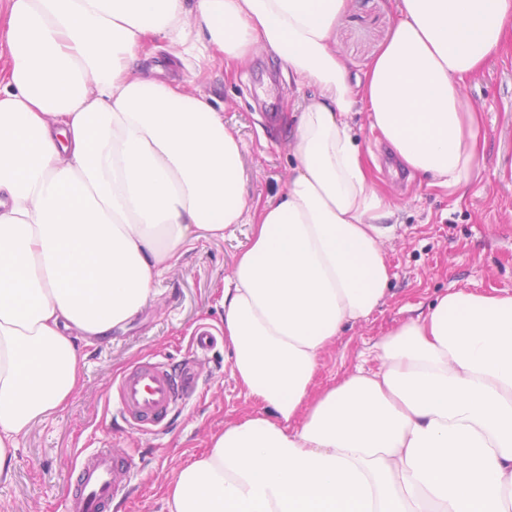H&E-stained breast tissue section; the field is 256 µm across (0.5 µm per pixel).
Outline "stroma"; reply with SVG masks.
<instances>
[{
  "instance_id": "obj_1",
  "label": "stroma",
  "mask_w": 512,
  "mask_h": 512,
  "mask_svg": "<svg viewBox=\"0 0 512 512\" xmlns=\"http://www.w3.org/2000/svg\"><path fill=\"white\" fill-rule=\"evenodd\" d=\"M394 5L395 0H348L336 27V46L351 74L363 73L387 38ZM146 51L165 79L211 95L223 108L225 125L244 144L248 198L274 199L291 171L288 114L313 98V88L284 77L280 61L268 53L228 73L218 59L185 61L151 45ZM467 93L483 115L484 151L482 171L463 194L411 173L371 129L367 111L355 113L353 133L376 189L393 212L381 245L394 276L379 308L347 328L324 355L315 390L336 384L357 367L371 366L369 349L381 335L427 311L446 290L512 291V35L469 81ZM251 231V225L237 224L223 237L201 240L156 283L154 297L138 316L88 347L80 390L21 438L13 477L0 483V512H63L77 453L105 439L138 449L143 459L131 498L113 512H168L164 490L179 467L206 448L211 434L260 408L231 374L219 301L224 278L248 246ZM203 326L217 341L198 362V391L164 435L129 432L109 400L113 379L144 357L181 362Z\"/></svg>"
}]
</instances>
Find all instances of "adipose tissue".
I'll return each instance as SVG.
<instances>
[{
	"mask_svg": "<svg viewBox=\"0 0 512 512\" xmlns=\"http://www.w3.org/2000/svg\"><path fill=\"white\" fill-rule=\"evenodd\" d=\"M347 7L7 0L0 479L34 421L79 390L92 338L138 314L200 240L248 224L221 303L232 375L261 408L181 466L170 512H512V293L448 291L372 345L373 367L313 390L391 280L354 111L412 172L468 186L483 143L467 83L512 32V0H396L360 76L334 38ZM152 39L228 66L262 50L314 88L276 199H248L244 145L211 96L142 67Z\"/></svg>",
	"mask_w": 512,
	"mask_h": 512,
	"instance_id": "obj_1",
	"label": "adipose tissue"
}]
</instances>
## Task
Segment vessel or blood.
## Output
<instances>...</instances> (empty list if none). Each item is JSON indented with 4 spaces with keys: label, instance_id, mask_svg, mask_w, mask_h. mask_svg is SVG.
<instances>
[{
    "label": "vessel or blood",
    "instance_id": "b4317fda",
    "mask_svg": "<svg viewBox=\"0 0 512 512\" xmlns=\"http://www.w3.org/2000/svg\"><path fill=\"white\" fill-rule=\"evenodd\" d=\"M197 376L195 364H186L176 374L167 362L152 358L115 380L111 400L128 428L158 435L168 416L185 403ZM76 467L78 480L66 501V512H112L115 500L127 498L137 463L133 453L106 442L81 455Z\"/></svg>",
    "mask_w": 512,
    "mask_h": 512
}]
</instances>
